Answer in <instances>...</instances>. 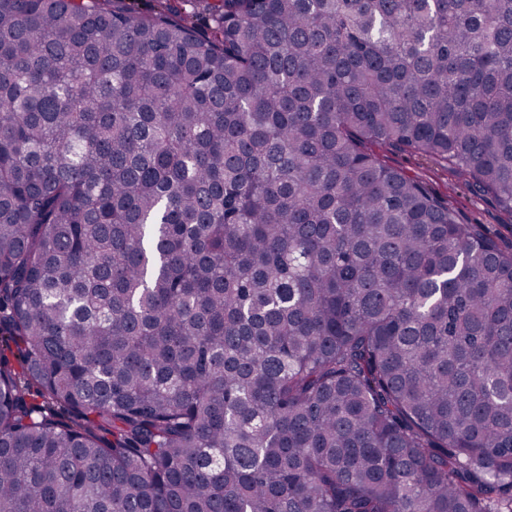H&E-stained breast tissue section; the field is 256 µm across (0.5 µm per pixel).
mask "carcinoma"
<instances>
[{
  "label": "carcinoma",
  "mask_w": 512,
  "mask_h": 512,
  "mask_svg": "<svg viewBox=\"0 0 512 512\" xmlns=\"http://www.w3.org/2000/svg\"><path fill=\"white\" fill-rule=\"evenodd\" d=\"M378 145L512 212V0H0V512H512V249Z\"/></svg>",
  "instance_id": "cac0c4a2"
}]
</instances>
